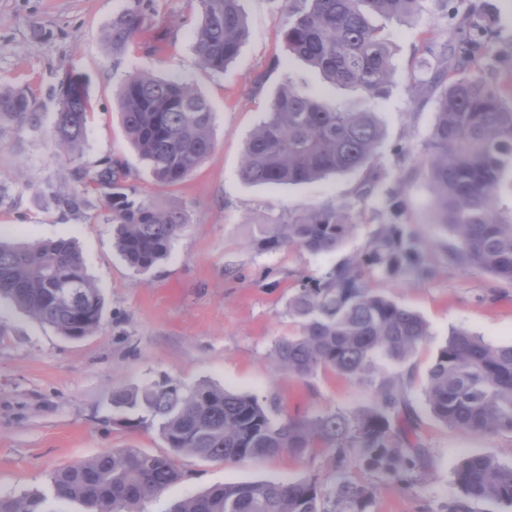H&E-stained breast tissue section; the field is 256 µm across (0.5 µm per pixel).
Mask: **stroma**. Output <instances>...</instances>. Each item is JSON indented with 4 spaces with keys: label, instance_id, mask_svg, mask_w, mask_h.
<instances>
[{
    "label": "stroma",
    "instance_id": "obj_1",
    "mask_svg": "<svg viewBox=\"0 0 512 512\" xmlns=\"http://www.w3.org/2000/svg\"><path fill=\"white\" fill-rule=\"evenodd\" d=\"M123 5L124 0H0V83L29 90L43 115L39 132L0 130V238L74 241L105 302L99 331L70 339L0 301V496L49 492L56 469L115 448L165 454L157 428L127 426L112 406L113 389L165 379L188 390L208 381L302 418L326 410L364 411L380 380L413 371L410 398L430 465L409 486L359 472L375 488L371 512H440L458 494L455 469L468 455L488 454L512 465V433L461 432L434 418L422 396L449 331L463 328L495 344L512 343V285L449 266L447 236L436 222L423 169L435 114L432 102L421 101L417 92L444 48L460 38L438 0H426L415 22L372 19L390 44L393 69L387 95L372 103L384 135L371 163L376 187L365 200L356 197L365 177L361 171L280 187L252 185L239 175L245 142L284 80L332 102L352 98L286 51L284 0H243L248 33L237 59L222 72L202 67L194 52L200 17L195 0H156L153 33L113 58L104 36ZM456 6L462 13L477 9L490 16L494 37L481 52L482 75L496 82L512 74V0H456ZM69 71L87 79L90 94L83 150L75 159L51 134L59 84ZM137 72L179 77L213 107L214 148L180 184L156 182L121 124L117 92ZM106 156L126 168V184L137 195L187 215L168 257L148 273L134 272L118 255L99 195H91L84 218L62 213L53 203L52 193L70 169ZM344 201L353 206L356 227L334 252L288 247L265 253L250 243L255 225ZM393 201L401 203V222L422 244L436 274L420 281L372 270L368 277L375 293L426 321L428 339L406 362L376 357L372 374L363 379L330 370L304 380L278 372L275 343L299 331L288 314L289 299L306 280L359 254L378 225L389 223ZM179 467L181 479L143 502L142 512H167L176 500L226 483L313 478L322 489L332 485L324 454L240 463L184 456Z\"/></svg>",
    "mask_w": 512,
    "mask_h": 512
}]
</instances>
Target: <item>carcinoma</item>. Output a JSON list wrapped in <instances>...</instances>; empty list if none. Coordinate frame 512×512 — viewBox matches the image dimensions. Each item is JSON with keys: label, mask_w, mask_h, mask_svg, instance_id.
Instances as JSON below:
<instances>
[{"label": "carcinoma", "mask_w": 512, "mask_h": 512, "mask_svg": "<svg viewBox=\"0 0 512 512\" xmlns=\"http://www.w3.org/2000/svg\"><path fill=\"white\" fill-rule=\"evenodd\" d=\"M154 2L125 0L112 16L105 34L112 57H121L139 35L153 30ZM196 2L201 20L194 50L205 68L222 72L236 59L246 32L242 0ZM422 2L286 0L283 42L288 53L319 69L331 84L374 100L387 90L392 62L369 15L414 21ZM458 28L463 40L449 48L448 64L432 78L440 92L423 165L438 223L448 235V264L512 284V205L503 201L504 193L512 196V82L493 83L479 75L478 51L493 36L487 15L474 10ZM118 97L124 130L158 182H183L212 151L213 111L191 84L136 74L120 86ZM89 107L87 80L66 73L52 132L59 147L80 150ZM4 126L41 129V113L27 90L0 84ZM382 135L377 113L361 102L330 104L288 80L246 140L240 177L254 185L288 186L364 169ZM69 178L73 186L54 193L56 207L82 216L90 206L89 191L101 193L114 224V247L136 272L164 260L187 224L180 208L125 193L128 172L110 158L92 168L77 167ZM391 210L392 221L379 225L362 252L289 299L288 314L299 332L275 344L278 370L302 380L322 369L364 378L375 357L404 361L427 340L424 320L374 293L365 274L373 268L389 277L435 273L399 221L401 204ZM353 228L351 204L328 202L256 225L251 242L265 252L298 246L329 253ZM0 298L69 338L95 333L104 313L99 288L66 240H0ZM412 383L411 373L380 381L374 405L358 414L329 410L300 419L277 418L257 398L209 383L185 390L162 380L140 390L117 389L113 407L139 413L138 425L157 426L169 453L119 448L66 466L51 477L54 498L78 501L87 512H140L145 500L180 479V456L238 463L324 451L336 473L327 493L312 479L229 483L182 499L169 512H369L373 488L354 470L409 486L429 466L407 396ZM422 394L431 414L447 425L474 434L512 432V344L451 330ZM455 477L461 496L449 501L445 512H471L470 504L478 501L512 506V465L475 454L460 463ZM0 512L53 510L46 496L32 493L0 497Z\"/></svg>", "instance_id": "1"}]
</instances>
